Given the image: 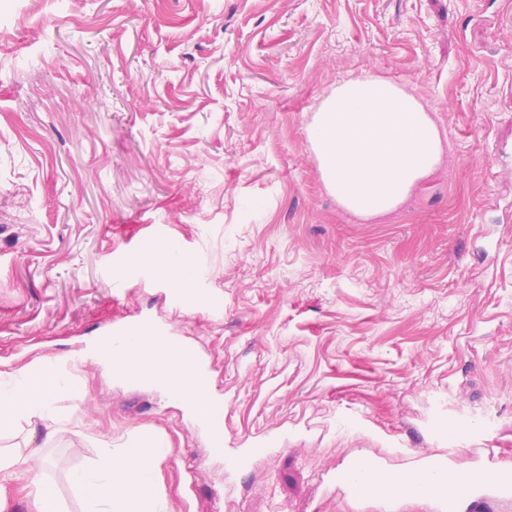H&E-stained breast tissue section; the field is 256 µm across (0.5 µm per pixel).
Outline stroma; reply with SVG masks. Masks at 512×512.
<instances>
[{
  "mask_svg": "<svg viewBox=\"0 0 512 512\" xmlns=\"http://www.w3.org/2000/svg\"><path fill=\"white\" fill-rule=\"evenodd\" d=\"M365 71L449 155L366 223L305 138ZM172 243L186 291L148 261ZM134 317L197 345L228 447L260 452L229 470L162 391L89 360L66 431L0 433L66 512L70 473L144 431L169 512H385L332 491L360 454L512 467V0H0V367Z\"/></svg>",
  "mask_w": 512,
  "mask_h": 512,
  "instance_id": "stroma-1",
  "label": "stroma"
}]
</instances>
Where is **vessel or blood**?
<instances>
[{
    "label": "vessel or blood",
    "instance_id": "1",
    "mask_svg": "<svg viewBox=\"0 0 512 512\" xmlns=\"http://www.w3.org/2000/svg\"><path fill=\"white\" fill-rule=\"evenodd\" d=\"M167 356L172 364H188L194 369L195 383L205 389L196 411L198 424L208 430L214 447L224 445V423L211 419L213 409L222 406L220 397L210 392L211 367L193 345L174 342ZM115 374L127 381L149 383L160 374L150 361L134 365L118 364ZM338 492L362 502L396 505L413 498L415 490H424L425 500L434 512H459L462 503H471L475 512H487L490 504H512V470L491 466L471 469L468 478H460L447 459L424 456L412 467L395 470L379 461L361 456L349 459L335 478Z\"/></svg>",
    "mask_w": 512,
    "mask_h": 512
}]
</instances>
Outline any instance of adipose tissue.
<instances>
[{
	"label": "adipose tissue",
	"mask_w": 512,
	"mask_h": 512,
	"mask_svg": "<svg viewBox=\"0 0 512 512\" xmlns=\"http://www.w3.org/2000/svg\"><path fill=\"white\" fill-rule=\"evenodd\" d=\"M306 134L327 190L363 222L401 208L438 169L444 153L441 131L423 103L371 73L338 84L316 108ZM167 349L162 336H105L85 354L109 367L130 354L154 360ZM70 388L67 370L40 359L1 371L0 429L35 417L51 432L61 431L55 402ZM163 457L150 438L107 454L96 469L72 472L70 481L88 502V512H168V500L156 487Z\"/></svg>",
	"instance_id": "obj_1"
}]
</instances>
